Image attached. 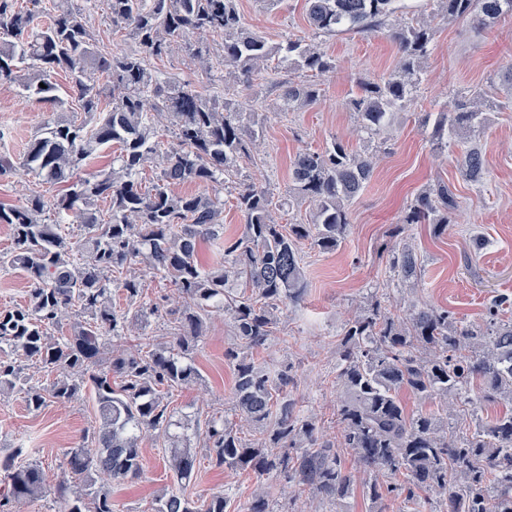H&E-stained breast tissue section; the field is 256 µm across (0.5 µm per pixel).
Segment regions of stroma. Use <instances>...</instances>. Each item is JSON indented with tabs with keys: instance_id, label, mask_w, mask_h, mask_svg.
Wrapping results in <instances>:
<instances>
[{
	"instance_id": "stroma-1",
	"label": "stroma",
	"mask_w": 512,
	"mask_h": 512,
	"mask_svg": "<svg viewBox=\"0 0 512 512\" xmlns=\"http://www.w3.org/2000/svg\"><path fill=\"white\" fill-rule=\"evenodd\" d=\"M239 11L244 26L270 43L301 36L337 62L335 73L320 85L319 99L294 112L277 107L275 85L286 74L276 61H269L258 77L264 95L262 145L252 160L241 162L239 176L269 188L282 201L276 219L301 224L309 216L308 204L288 202V170L298 152L323 149L334 136L344 135L352 148L380 155L372 181L349 208L350 230L336 250L322 253L301 243L304 299L281 310L273 338L258 353L270 369L291 366L292 395L303 410L315 414L331 438L336 434V344L345 323L371 295L389 304L416 301L444 308L460 320L480 319L492 296L512 297V83L506 79L512 70V17L478 30L472 19L436 14L433 46L422 64L417 94L371 138L360 132L349 100L357 92V79L377 78L395 66L397 48L386 33L315 35L303 0H279L272 7L264 0H239ZM471 89L489 95L497 109L487 112L479 135H459L448 149H436L427 113L452 105L454 92ZM46 116L45 106L26 101L17 89L0 86V152L26 151ZM473 146L487 164L479 185L466 181L459 170L461 154ZM440 180L448 182L458 201L447 231L438 235L432 225L411 224L402 237H393L410 200ZM403 239L423 261L424 274L414 284L394 282L387 264L388 248ZM233 342L229 320L214 314L203 343L192 354L197 381L167 398L178 418L192 424L211 415L230 416L233 367L224 353ZM100 424L92 403L84 399L32 411L22 392L0 395V453L23 447L48 469L56 468L65 450ZM179 445L196 457L190 483L174 481L164 444L144 440L142 476L112 485L114 512H146L157 496L178 489L193 497L228 492V512H238L258 478L211 466L193 432L181 436Z\"/></svg>"
}]
</instances>
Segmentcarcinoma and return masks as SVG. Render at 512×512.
<instances>
[{"label": "carcinoma", "instance_id": "cac0c4a2", "mask_svg": "<svg viewBox=\"0 0 512 512\" xmlns=\"http://www.w3.org/2000/svg\"><path fill=\"white\" fill-rule=\"evenodd\" d=\"M112 30L125 31L130 49L106 50L87 24L77 0H0V85H13L28 100L67 111L55 94L54 75L72 79L80 119L49 115L22 157L0 154V176L20 169L40 184L58 186L47 196L31 190L20 204L0 202V224L11 231L0 270H20L30 284L27 300L0 310V391L19 389L39 411L51 401L84 397L101 426L93 440L64 454L60 474L20 460L23 449L0 455V512L13 504L56 495L68 512H113L112 482L142 472L140 443L173 437L181 421L165 399L198 373L192 353L214 312L232 321L235 343L225 351L234 370L232 406L242 428L212 416L196 424L209 461L251 470L340 504L362 485L384 512L387 496L399 512H512V300L493 298L481 320L464 322L446 309L410 303L391 310L371 299L346 322L336 345L338 444L322 440L317 417L303 413L288 391L289 367L271 374L254 353L274 336L277 311L305 292L299 244L336 249L350 227L349 207L371 182L374 155L334 139L320 151L303 150L290 165L298 197L311 207L307 224H281L269 189L239 182L235 206L242 231L224 236V184L229 171L261 141L257 111L245 112L210 79L213 57L229 81L252 84L272 58L310 79L278 83L280 108L315 103V79L336 71V59L302 38L272 45L241 22L237 0H104ZM399 0H305L310 28L320 36L386 31L398 47L397 66L380 79H361L350 100L360 128L375 135L421 82V63L432 46L431 22H397ZM450 18L480 25L512 16V0H436ZM203 32L222 35L217 53L191 41ZM184 50L208 76L196 86L151 65L173 49ZM471 103L435 115L436 146L448 148L456 131L477 132L485 117ZM168 123L171 140H156ZM465 179L483 182L486 162L472 147L460 160ZM157 170L158 183L142 189L141 174ZM200 184L201 193H174L172 185ZM109 203L103 213L97 203ZM456 197L438 181L405 211V224L442 230ZM79 226L74 234L73 226ZM403 284L422 275V261L404 242L388 251ZM167 281L172 295L165 315L170 340L156 343L142 327L159 315L145 300V279ZM241 282L233 292L231 282ZM125 305L112 301V289ZM80 317L65 331V321ZM56 378L48 387L29 384L27 363ZM413 393L425 410L408 414L400 393ZM488 404L502 406L483 419ZM470 412L466 433L453 423ZM352 456L348 467L340 449ZM195 459L174 450L167 466L189 481ZM110 471L103 483L100 472ZM87 478V491L68 497V477ZM227 496L194 499L182 491L155 499L151 512H225ZM242 512H273L258 487Z\"/></svg>", "mask_w": 512, "mask_h": 512}]
</instances>
